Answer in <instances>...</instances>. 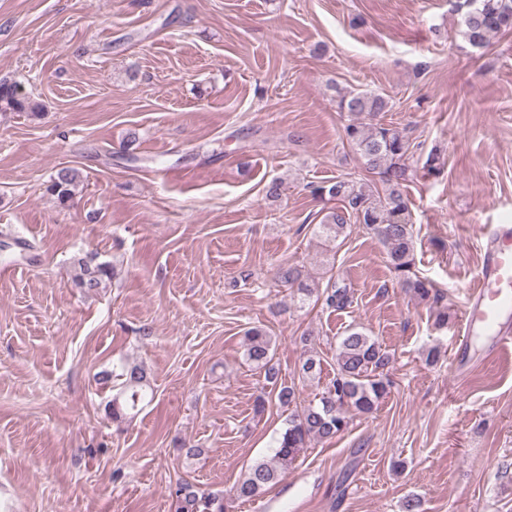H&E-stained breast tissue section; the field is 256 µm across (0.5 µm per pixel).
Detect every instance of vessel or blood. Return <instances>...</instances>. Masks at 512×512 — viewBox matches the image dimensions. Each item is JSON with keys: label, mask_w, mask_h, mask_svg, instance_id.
<instances>
[{"label": "vessel or blood", "mask_w": 512, "mask_h": 512, "mask_svg": "<svg viewBox=\"0 0 512 512\" xmlns=\"http://www.w3.org/2000/svg\"><path fill=\"white\" fill-rule=\"evenodd\" d=\"M466 334L484 337L496 358L512 354V225L501 224L483 245V265L462 317Z\"/></svg>", "instance_id": "b4317fda"}]
</instances>
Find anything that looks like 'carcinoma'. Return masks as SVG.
Instances as JSON below:
<instances>
[{"instance_id":"carcinoma-1","label":"carcinoma","mask_w":512,"mask_h":512,"mask_svg":"<svg viewBox=\"0 0 512 512\" xmlns=\"http://www.w3.org/2000/svg\"><path fill=\"white\" fill-rule=\"evenodd\" d=\"M463 6L467 11L460 34L473 48H485L495 35L512 30V0H463ZM337 106L349 117V123L344 127L347 145L358 155L361 169L377 177L381 187L359 186L347 177L314 187L313 194L336 202L317 225V233L328 241H335L345 233L350 222L362 225L380 239L391 269L403 283L427 297V283L413 270L414 235L408 219L406 193L412 176L408 164L410 144L401 132L380 120L381 115L392 108L390 98L368 90L339 91ZM42 109L43 105L23 94L16 83L0 80L1 111L29 112L37 116ZM80 178L78 169L62 167L51 177L47 191L59 204L65 205L71 200L73 187ZM73 265V283L86 294L97 292L114 277L113 268L94 262L92 257H75ZM279 280L297 286L304 297L314 292L303 280L301 270L295 267H281ZM322 295L327 306L338 310L351 302L347 287L334 282L327 284ZM274 348L272 337L263 330L255 328L246 332L245 361L271 384V392L279 404L289 406L295 403L296 393L293 387L278 383L279 369L273 363ZM390 362L391 355L375 337L357 329L349 330L338 346L335 376L319 401L289 417L273 458L259 461L248 470L234 487L235 497L249 500L263 494L295 463L310 441L329 440L341 434L349 424L347 412L373 413L388 393L389 381L383 376V370ZM300 371L303 378L316 379L322 372L320 357L307 355ZM113 376L120 383L109 405L112 420L133 417L153 400V389L140 366L123 363L119 373H106L108 378ZM176 497V512H224V504L193 490L188 484L179 486Z\"/></svg>"}]
</instances>
